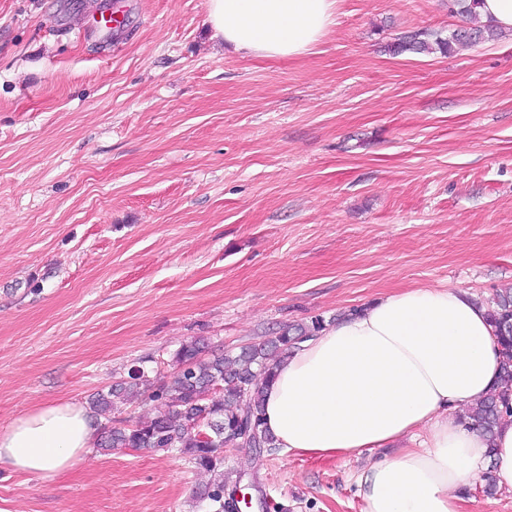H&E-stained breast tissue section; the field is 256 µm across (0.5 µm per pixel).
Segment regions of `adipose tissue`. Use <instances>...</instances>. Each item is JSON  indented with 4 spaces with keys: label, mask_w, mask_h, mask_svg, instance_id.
Instances as JSON below:
<instances>
[{
    "label": "adipose tissue",
    "mask_w": 512,
    "mask_h": 512,
    "mask_svg": "<svg viewBox=\"0 0 512 512\" xmlns=\"http://www.w3.org/2000/svg\"><path fill=\"white\" fill-rule=\"evenodd\" d=\"M338 0H207L211 37L244 55L311 52ZM501 356L487 309L462 290L409 288L363 307L302 343L264 390L278 447L351 458L418 437L417 447L357 477L364 512H464L483 472L512 488V418L493 439L460 420L498 381ZM91 412L48 403L0 430V467L51 481L82 462Z\"/></svg>",
    "instance_id": "1"
}]
</instances>
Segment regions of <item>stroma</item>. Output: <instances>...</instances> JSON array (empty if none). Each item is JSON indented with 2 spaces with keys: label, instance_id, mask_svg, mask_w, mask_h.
<instances>
[{
  "label": "stroma",
  "instance_id": "obj_1",
  "mask_svg": "<svg viewBox=\"0 0 512 512\" xmlns=\"http://www.w3.org/2000/svg\"><path fill=\"white\" fill-rule=\"evenodd\" d=\"M207 0H0V429L88 405L181 344L236 352L384 294L512 288V35L395 54L465 25L449 0H339L297 58L216 46ZM120 28L106 32L101 14ZM342 457L224 451L251 506L363 512ZM196 472L89 450L0 512H196Z\"/></svg>",
  "mask_w": 512,
  "mask_h": 512
}]
</instances>
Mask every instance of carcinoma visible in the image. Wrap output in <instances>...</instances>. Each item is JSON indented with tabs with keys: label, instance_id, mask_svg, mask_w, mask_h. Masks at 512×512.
Returning a JSON list of instances; mask_svg holds the SVG:
<instances>
[{
	"label": "carcinoma",
	"instance_id": "1",
	"mask_svg": "<svg viewBox=\"0 0 512 512\" xmlns=\"http://www.w3.org/2000/svg\"><path fill=\"white\" fill-rule=\"evenodd\" d=\"M463 14L471 25L453 31L449 37L417 31L396 40L391 50H438L448 54L457 46H472L494 36L493 30L478 24L472 8L463 10ZM488 317L502 355L498 390L469 408L464 417L491 441L501 420L512 416V290L496 293ZM324 328L321 318L287 326L271 339L243 347L236 354L208 356L204 340H191L174 356L175 364L186 366L185 371L158 385L145 370L132 369L130 381L92 398L95 415L105 416L108 422L95 447L104 455L118 448L177 454L194 471L208 476L195 492L196 507L201 512H226L224 491L232 475L224 471V433L250 420L256 424L267 453L278 451L274 437L263 424L264 389L275 377L282 359ZM135 399L157 403L158 413L147 421L130 425L123 420L112 421V412L118 405ZM195 420L203 421L200 433L188 429V423Z\"/></svg>",
	"mask_w": 512,
	"mask_h": 512
}]
</instances>
